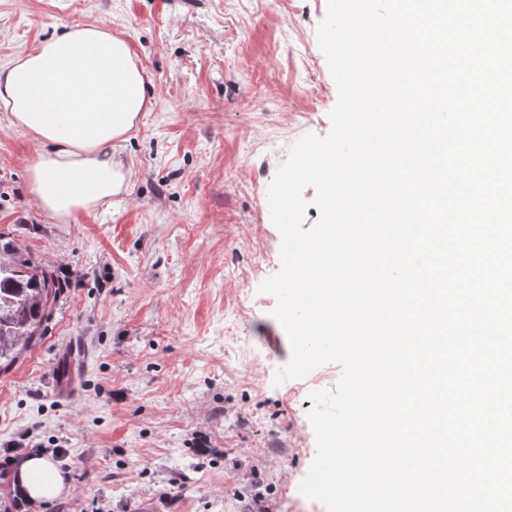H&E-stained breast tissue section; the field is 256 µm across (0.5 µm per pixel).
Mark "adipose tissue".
Returning <instances> with one entry per match:
<instances>
[{
  "mask_svg": "<svg viewBox=\"0 0 512 512\" xmlns=\"http://www.w3.org/2000/svg\"><path fill=\"white\" fill-rule=\"evenodd\" d=\"M148 103L147 80L129 43L97 26H72L0 67V111L31 133L40 150L26 168L28 188L51 220L104 204L132 181L131 166L109 155ZM16 483L33 502L65 490L46 455L30 454Z\"/></svg>",
  "mask_w": 512,
  "mask_h": 512,
  "instance_id": "adipose-tissue-1",
  "label": "adipose tissue"
}]
</instances>
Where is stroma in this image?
Listing matches in <instances>:
<instances>
[{
	"label": "stroma",
	"mask_w": 512,
	"mask_h": 512,
	"mask_svg": "<svg viewBox=\"0 0 512 512\" xmlns=\"http://www.w3.org/2000/svg\"><path fill=\"white\" fill-rule=\"evenodd\" d=\"M327 0H0V66L75 25L125 38L150 103L113 146L136 176L59 224L32 199L38 143L0 112V232L66 284L38 343L0 371V463L65 449L67 488L9 512H326L299 484L313 391L273 385L291 343L260 292L280 267L268 186L331 130L316 29Z\"/></svg>",
	"instance_id": "35a3bbf8"
}]
</instances>
